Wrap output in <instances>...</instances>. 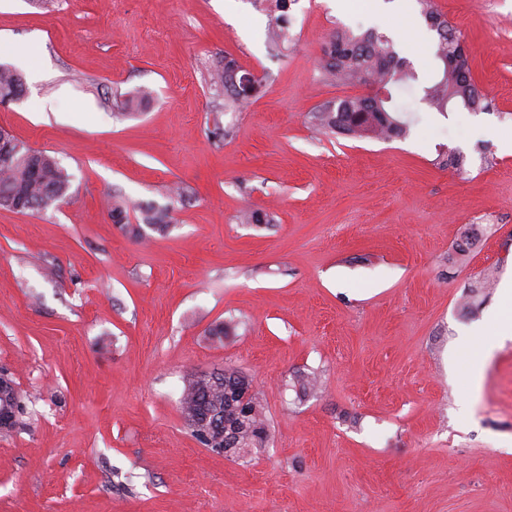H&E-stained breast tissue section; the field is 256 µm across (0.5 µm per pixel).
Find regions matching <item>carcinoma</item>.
Returning <instances> with one entry per match:
<instances>
[{
    "mask_svg": "<svg viewBox=\"0 0 512 512\" xmlns=\"http://www.w3.org/2000/svg\"><path fill=\"white\" fill-rule=\"evenodd\" d=\"M420 12L429 28L436 32L437 48L434 59L437 76L430 81H420L419 73L407 58L400 56L394 43L385 35L366 30L355 33L350 29H338L331 36L323 68L336 80L354 85L376 86L383 91L381 96L364 95L343 100L336 108L326 107L315 113L317 125L325 133H343L363 137L364 131L382 140L404 138L410 125L392 115L394 108L391 89L410 82L421 83L422 101L439 112L467 110L478 112L486 108L484 97L475 84L469 67L467 51L460 39L448 26V21L438 12L434 0H418ZM235 66L233 60H224V65L213 75L214 84L235 95L240 94L235 84L227 81L225 73ZM24 93L22 75L15 70L0 69V101L4 97L21 96ZM21 145L9 165L0 168V200L8 199L12 193H24L32 202L30 210L42 209L39 201L46 192H52L55 201L64 202L68 197L71 175L52 156L37 159L30 155L32 147L19 139ZM112 220L136 238L143 237L142 226L164 231L172 221L170 205L157 206L147 203L139 206L143 224L127 222V204L117 197L109 201ZM209 408L224 412V418L234 426L233 437L236 456L247 448H264L269 441L268 424L262 413L258 397L250 400L248 408L241 409L225 393L215 390L207 401Z\"/></svg>",
    "mask_w": 512,
    "mask_h": 512,
    "instance_id": "1",
    "label": "carcinoma"
}]
</instances>
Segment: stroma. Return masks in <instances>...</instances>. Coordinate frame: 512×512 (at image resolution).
I'll return each instance as SVG.
<instances>
[{"instance_id": "obj_1", "label": "stroma", "mask_w": 512, "mask_h": 512, "mask_svg": "<svg viewBox=\"0 0 512 512\" xmlns=\"http://www.w3.org/2000/svg\"><path fill=\"white\" fill-rule=\"evenodd\" d=\"M435 3L488 107L401 86L410 132L380 140L316 129L368 92L320 60L336 29L372 28L429 77L417 0H289L280 47L267 0H0V65L25 82L0 127L72 176L68 203L0 209V372L26 406L0 435V512H512V341L453 356L512 278V0ZM227 56L252 79L237 108L209 78ZM115 195L134 224L173 204L170 230L133 238ZM224 369L270 434L234 461L178 406ZM109 212L115 224H121V227L126 229L133 237L142 238L141 224H128L127 220V204L120 200L118 197H112L109 201Z\"/></svg>"}]
</instances>
